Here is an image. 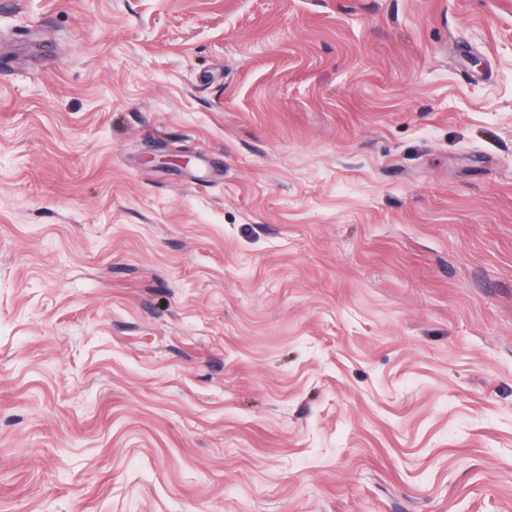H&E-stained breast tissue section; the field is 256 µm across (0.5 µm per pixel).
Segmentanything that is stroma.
Wrapping results in <instances>:
<instances>
[{
	"instance_id": "stroma-1",
	"label": "stroma",
	"mask_w": 512,
	"mask_h": 512,
	"mask_svg": "<svg viewBox=\"0 0 512 512\" xmlns=\"http://www.w3.org/2000/svg\"><path fill=\"white\" fill-rule=\"evenodd\" d=\"M0 512H512V0H0Z\"/></svg>"
}]
</instances>
